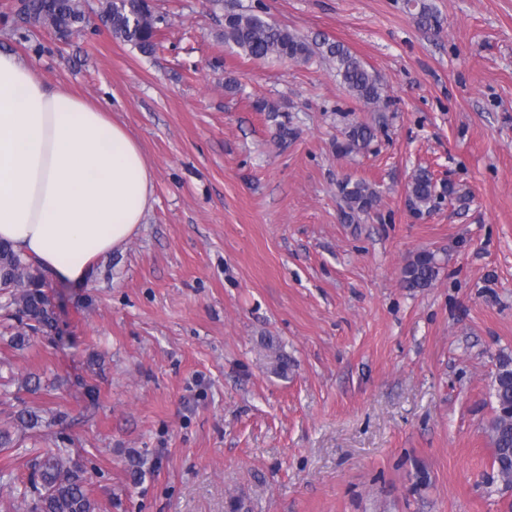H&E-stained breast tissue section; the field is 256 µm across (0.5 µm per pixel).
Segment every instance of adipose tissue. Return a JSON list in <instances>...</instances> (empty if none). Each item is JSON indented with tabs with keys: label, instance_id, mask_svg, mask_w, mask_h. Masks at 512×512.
<instances>
[{
	"label": "adipose tissue",
	"instance_id": "1",
	"mask_svg": "<svg viewBox=\"0 0 512 512\" xmlns=\"http://www.w3.org/2000/svg\"><path fill=\"white\" fill-rule=\"evenodd\" d=\"M154 189L125 126L0 52V240L50 277L82 283L144 223Z\"/></svg>",
	"mask_w": 512,
	"mask_h": 512
}]
</instances>
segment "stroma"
I'll return each mask as SVG.
<instances>
[{
	"instance_id": "stroma-1",
	"label": "stroma",
	"mask_w": 512,
	"mask_h": 512,
	"mask_svg": "<svg viewBox=\"0 0 512 512\" xmlns=\"http://www.w3.org/2000/svg\"><path fill=\"white\" fill-rule=\"evenodd\" d=\"M255 1L151 0L149 56L0 0V51L110 112L155 174L133 237L86 282L51 280L57 335H0V512H31L57 448L86 463L96 512H512L487 433L512 358V0H260L345 43L384 86L376 110L321 60L226 47L225 13ZM258 98L288 113L287 143ZM378 111L371 145L337 156L342 113ZM421 168L455 193L417 214ZM347 177L380 193L357 224ZM423 250L438 276L407 291ZM26 406L52 425L22 427ZM438 269L435 254L421 251L402 268L400 282L409 291L424 290L436 280Z\"/></svg>"
}]
</instances>
